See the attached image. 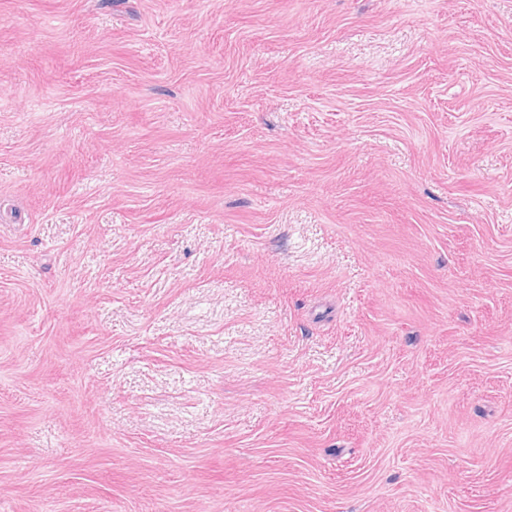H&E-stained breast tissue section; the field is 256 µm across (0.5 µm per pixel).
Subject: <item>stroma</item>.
<instances>
[{
  "label": "stroma",
  "instance_id": "stroma-1",
  "mask_svg": "<svg viewBox=\"0 0 512 512\" xmlns=\"http://www.w3.org/2000/svg\"><path fill=\"white\" fill-rule=\"evenodd\" d=\"M0 512H512V0H0Z\"/></svg>",
  "mask_w": 512,
  "mask_h": 512
}]
</instances>
